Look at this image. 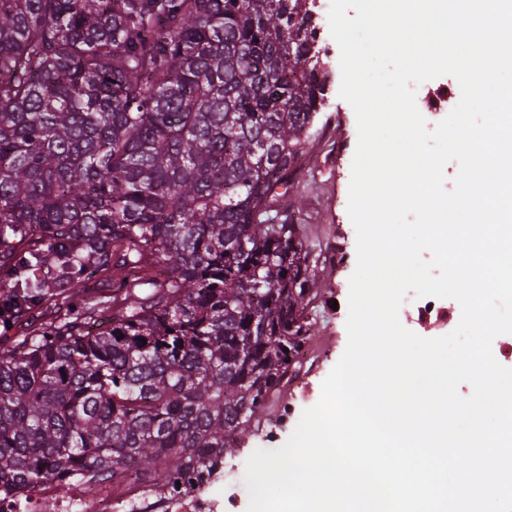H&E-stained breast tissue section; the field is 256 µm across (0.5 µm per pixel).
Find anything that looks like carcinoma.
Instances as JSON below:
<instances>
[{"label": "carcinoma", "mask_w": 512, "mask_h": 512, "mask_svg": "<svg viewBox=\"0 0 512 512\" xmlns=\"http://www.w3.org/2000/svg\"><path fill=\"white\" fill-rule=\"evenodd\" d=\"M307 0H0V486L177 483L298 376ZM112 272L105 301L74 288Z\"/></svg>", "instance_id": "cac0c4a2"}]
</instances>
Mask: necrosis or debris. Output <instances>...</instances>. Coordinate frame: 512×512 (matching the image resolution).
<instances>
[{
  "instance_id": "1",
  "label": "necrosis or debris",
  "mask_w": 512,
  "mask_h": 512,
  "mask_svg": "<svg viewBox=\"0 0 512 512\" xmlns=\"http://www.w3.org/2000/svg\"><path fill=\"white\" fill-rule=\"evenodd\" d=\"M242 472V464L230 459L162 498L140 487L132 475L128 488L117 492L108 484L92 487L76 479L65 495L52 487L34 495L1 494L0 512H236V498L245 491Z\"/></svg>"
}]
</instances>
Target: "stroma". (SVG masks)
Masks as SVG:
<instances>
[{"label":"stroma","mask_w":512,"mask_h":512,"mask_svg":"<svg viewBox=\"0 0 512 512\" xmlns=\"http://www.w3.org/2000/svg\"><path fill=\"white\" fill-rule=\"evenodd\" d=\"M329 8L330 0H319L316 8L320 43L328 48L321 61L330 74L326 105L313 129L315 139L305 148L293 198L313 259L317 297L306 314L312 326L309 344L321 359L317 368L300 373L288 385L295 400L291 418L279 431L282 441L289 438L302 411L317 404L322 381L346 349L349 279L357 262L356 232L347 211L357 123L352 107L339 95L340 48L330 33Z\"/></svg>","instance_id":"stroma-1"}]
</instances>
